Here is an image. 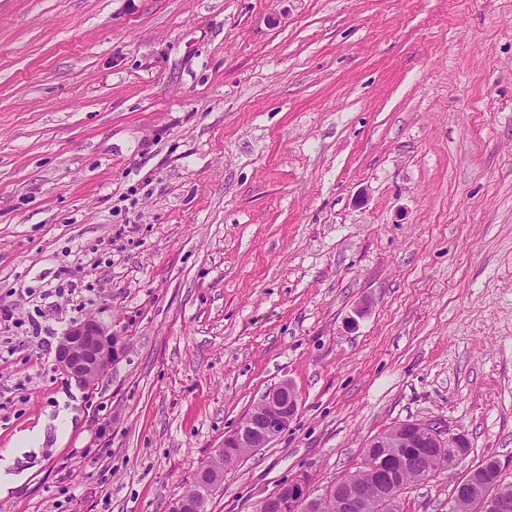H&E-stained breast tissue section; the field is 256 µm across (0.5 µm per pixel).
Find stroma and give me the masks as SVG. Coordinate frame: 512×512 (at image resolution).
<instances>
[{"instance_id": "35a3bbf8", "label": "stroma", "mask_w": 512, "mask_h": 512, "mask_svg": "<svg viewBox=\"0 0 512 512\" xmlns=\"http://www.w3.org/2000/svg\"><path fill=\"white\" fill-rule=\"evenodd\" d=\"M283 381L208 512L406 421L469 448L400 512L512 480V0H0V512H168ZM114 357L112 336L92 317L73 325L56 348L58 369L82 389L95 386L112 366ZM254 408L238 425L224 436V448L199 467L205 469L214 482H222L224 474L251 448L269 447L292 424L298 412V397L293 385L283 381L267 390ZM255 405V406H256ZM464 478L470 482L471 496L476 498L477 510L480 512H510L511 502L501 498L497 491L503 496L512 499V482H505L502 477L500 463L494 459H486L480 464L471 468ZM462 478L457 482L458 499L468 495L469 483ZM495 488L484 491L486 487ZM483 492V493H482ZM482 493V494H481ZM512 512V511H511Z\"/></svg>"}]
</instances>
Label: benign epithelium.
Masks as SVG:
<instances>
[{
    "label": "benign epithelium",
    "mask_w": 512,
    "mask_h": 512,
    "mask_svg": "<svg viewBox=\"0 0 512 512\" xmlns=\"http://www.w3.org/2000/svg\"><path fill=\"white\" fill-rule=\"evenodd\" d=\"M115 357L112 336L100 323L89 317L73 325L59 340L56 362L67 380L86 389L95 386L108 372ZM298 397L288 381L270 388L258 402L259 410L248 411L230 433L224 435L226 448H267L292 424L298 412ZM406 447L412 449L409 456L402 457L401 466H406L408 457L423 455L433 448L448 449V457L454 450L464 446L466 438L441 426L428 422H405L400 426ZM364 465L377 472L383 487L382 497L391 505H397V472L385 470L375 464L371 454L365 455ZM338 495L336 508L339 512H358L366 501L362 485L352 484L341 493L336 486L327 489L326 495ZM313 498L308 492V479L297 475L284 483L278 491L261 499L265 512H311ZM478 512H512V502L500 497L496 489L483 492L476 498Z\"/></svg>",
    "instance_id": "7a95c632"
}]
</instances>
